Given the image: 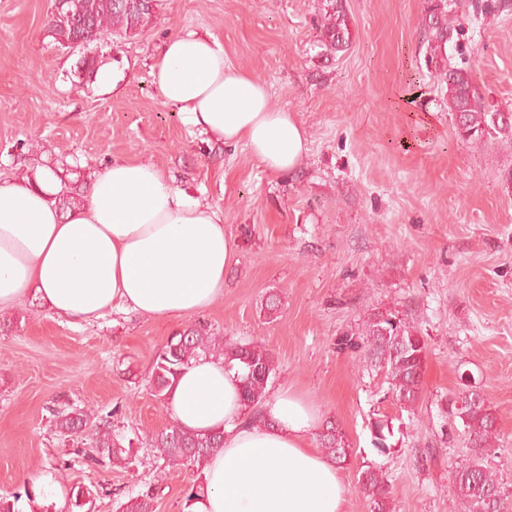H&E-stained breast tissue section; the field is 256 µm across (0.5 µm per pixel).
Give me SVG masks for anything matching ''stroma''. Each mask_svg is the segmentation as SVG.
<instances>
[{
  "mask_svg": "<svg viewBox=\"0 0 512 512\" xmlns=\"http://www.w3.org/2000/svg\"><path fill=\"white\" fill-rule=\"evenodd\" d=\"M463 32L447 48L487 103L512 112V0H457ZM53 0H0V175L92 183L115 161L143 162L219 208L237 243L213 307L179 319L115 310L77 325L36 296L0 312V495L20 512H119L138 492L156 512H184L201 469L171 465L154 447L170 425L152 389V365L170 336L198 324L212 335L264 345L275 357L268 387L303 396L338 422L355 454L340 472L346 512H368L356 470L385 471L393 512H459L450 475L468 457L462 424L444 412L463 385L497 415L486 463L512 496V144L456 137L422 40L424 0H343L351 39L321 45L324 0H160L146 30L84 49L49 32ZM216 37L224 59L264 81L271 104L308 133L293 172L266 171L244 145L221 146L189 129L165 103L150 67L166 40ZM91 56L110 70L77 77ZM278 293L275 315L261 308ZM375 308L408 315L428 339L423 395L394 400L384 371L343 348ZM84 408L134 454L90 462L88 437H63L55 412ZM387 420L389 453L371 426ZM55 485L37 503L25 486ZM91 490L76 507L74 487Z\"/></svg>",
  "mask_w": 512,
  "mask_h": 512,
  "instance_id": "obj_1",
  "label": "stroma"
}]
</instances>
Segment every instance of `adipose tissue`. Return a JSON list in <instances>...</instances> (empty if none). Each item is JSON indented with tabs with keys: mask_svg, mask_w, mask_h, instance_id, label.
<instances>
[{
	"mask_svg": "<svg viewBox=\"0 0 512 512\" xmlns=\"http://www.w3.org/2000/svg\"><path fill=\"white\" fill-rule=\"evenodd\" d=\"M150 75L182 123L224 146L245 144L273 173L297 169L307 132L273 108L267 85L228 66L214 36L170 37ZM52 172L0 180V311L30 294L78 324L113 310L150 318L201 312L224 295L235 242L223 214L188 196L165 172L115 161L88 202L62 215ZM242 383L223 360L186 366L168 397L180 428L224 433L204 463L190 512H346L335 462L312 446L320 417L299 394L274 390L250 419Z\"/></svg>",
	"mask_w": 512,
	"mask_h": 512,
	"instance_id": "obj_1",
	"label": "adipose tissue"
}]
</instances>
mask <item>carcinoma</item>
I'll return each mask as SVG.
<instances>
[{
	"label": "carcinoma",
	"instance_id": "obj_1",
	"mask_svg": "<svg viewBox=\"0 0 512 512\" xmlns=\"http://www.w3.org/2000/svg\"><path fill=\"white\" fill-rule=\"evenodd\" d=\"M320 31L322 45L330 51H341L350 40L348 18L341 0H326ZM67 14L70 24L61 27L50 19V33L64 47L83 39L94 42L109 36L126 37L144 31L155 11L137 0H54L52 14ZM448 0H426L424 39L428 60L434 64L440 90L454 121V130L462 140L504 139L512 142V112H498L485 102L472 71L448 60L446 46L460 34L449 18ZM79 190L64 185L55 195L59 209H72L81 204ZM349 344L364 350L370 366L385 371L389 390L403 407L416 405L422 397L421 369L427 353V340L415 323L394 310L375 308L355 333ZM200 356L224 359V365L242 372L244 402L250 418L260 419L259 405L267 395L268 383L275 372L269 350L253 343L217 340L196 327H188L170 337L156 357L151 372L156 396L166 400L182 368ZM468 394L447 400L446 413L458 419L468 436L470 458L456 467L451 475L453 494L461 512H512V499L501 488L495 474L484 464L485 456L498 435L497 416L486 399L466 387ZM57 432L80 436L89 427L90 413L83 408L54 413ZM374 447L380 453L389 450L385 430L388 423L378 420L371 425ZM90 437L96 457L92 461L130 460V449L121 446L109 426L95 428ZM325 455L344 465L354 453L340 426L329 423L318 433ZM161 458L169 463L202 464L224 447V433L197 434L171 425L154 440ZM357 484L367 501L369 512H392L389 506L390 485L379 466L362 465L357 469ZM122 512H156L150 491H141L120 505Z\"/></svg>",
	"mask_w": 512,
	"mask_h": 512
}]
</instances>
